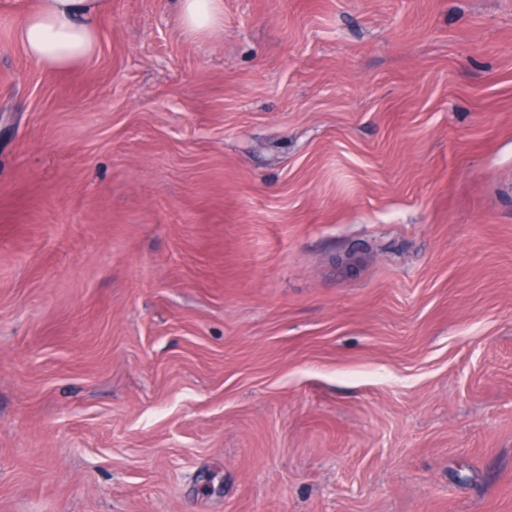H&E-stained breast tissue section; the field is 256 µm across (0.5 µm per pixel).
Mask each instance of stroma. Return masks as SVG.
Segmentation results:
<instances>
[{"instance_id":"obj_1","label":"stroma","mask_w":512,"mask_h":512,"mask_svg":"<svg viewBox=\"0 0 512 512\" xmlns=\"http://www.w3.org/2000/svg\"><path fill=\"white\" fill-rule=\"evenodd\" d=\"M0 0V512H512V0ZM110 0H35L15 35L27 56L51 70L92 58L98 47L97 23ZM183 18L190 30H211L220 24L221 0H179Z\"/></svg>"}]
</instances>
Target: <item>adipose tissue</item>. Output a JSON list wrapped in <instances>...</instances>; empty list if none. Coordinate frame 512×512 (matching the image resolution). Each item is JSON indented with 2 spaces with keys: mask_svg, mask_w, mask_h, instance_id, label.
<instances>
[{
  "mask_svg": "<svg viewBox=\"0 0 512 512\" xmlns=\"http://www.w3.org/2000/svg\"><path fill=\"white\" fill-rule=\"evenodd\" d=\"M109 0H35L16 31L27 56L51 70L92 58L98 47L97 23Z\"/></svg>",
  "mask_w": 512,
  "mask_h": 512,
  "instance_id": "obj_1",
  "label": "adipose tissue"
}]
</instances>
